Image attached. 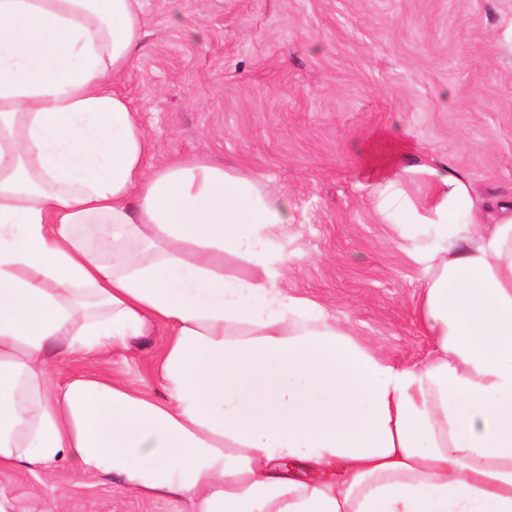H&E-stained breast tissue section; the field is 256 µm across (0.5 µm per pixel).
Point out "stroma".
<instances>
[{
	"label": "stroma",
	"instance_id": "35a3bbf8",
	"mask_svg": "<svg viewBox=\"0 0 512 512\" xmlns=\"http://www.w3.org/2000/svg\"><path fill=\"white\" fill-rule=\"evenodd\" d=\"M145 52L122 77L153 160L203 156L287 196L294 256L282 283L398 365L433 352L420 272L373 193L402 178L418 210L424 164L449 161L484 196L512 198V0H142ZM165 328L100 368L157 391ZM11 512H187L111 476L0 473Z\"/></svg>",
	"mask_w": 512,
	"mask_h": 512
}]
</instances>
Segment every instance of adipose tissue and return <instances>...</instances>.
Wrapping results in <instances>:
<instances>
[{
    "instance_id": "obj_1",
    "label": "adipose tissue",
    "mask_w": 512,
    "mask_h": 512,
    "mask_svg": "<svg viewBox=\"0 0 512 512\" xmlns=\"http://www.w3.org/2000/svg\"><path fill=\"white\" fill-rule=\"evenodd\" d=\"M148 37L140 0H0V472L189 512H512V201L443 162L426 211L378 186L436 347L395 365L282 288L286 196L153 163L118 88ZM161 326L159 394L96 371Z\"/></svg>"
}]
</instances>
